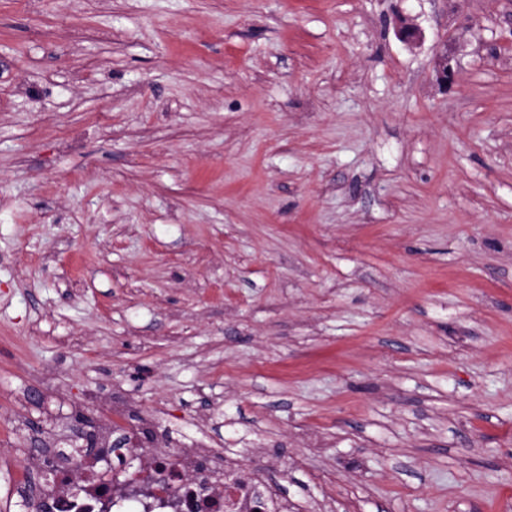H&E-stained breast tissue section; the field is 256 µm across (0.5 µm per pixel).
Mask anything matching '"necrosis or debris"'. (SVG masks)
<instances>
[{"mask_svg": "<svg viewBox=\"0 0 512 512\" xmlns=\"http://www.w3.org/2000/svg\"><path fill=\"white\" fill-rule=\"evenodd\" d=\"M149 479L105 478L96 466H84L44 486L52 512H255L256 503L238 466L201 464L200 451H174L163 445L147 449Z\"/></svg>", "mask_w": 512, "mask_h": 512, "instance_id": "obj_1", "label": "necrosis or debris"}]
</instances>
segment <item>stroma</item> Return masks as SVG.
Wrapping results in <instances>:
<instances>
[{"label":"stroma","instance_id":"35a3bbf8","mask_svg":"<svg viewBox=\"0 0 512 512\" xmlns=\"http://www.w3.org/2000/svg\"><path fill=\"white\" fill-rule=\"evenodd\" d=\"M116 397L298 512H512V0H0V512Z\"/></svg>","mask_w":512,"mask_h":512}]
</instances>
